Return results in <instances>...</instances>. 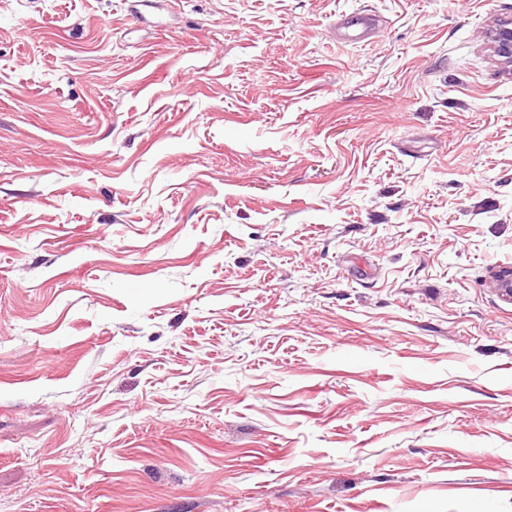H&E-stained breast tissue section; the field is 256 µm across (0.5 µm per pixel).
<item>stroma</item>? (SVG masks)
<instances>
[{
    "mask_svg": "<svg viewBox=\"0 0 512 512\" xmlns=\"http://www.w3.org/2000/svg\"><path fill=\"white\" fill-rule=\"evenodd\" d=\"M178 2L0 0V512H512V0ZM336 32L339 34L340 42H351L375 35L372 19L362 12L342 15L336 22ZM487 37L498 59L508 66H512V26L511 23L499 25L490 30Z\"/></svg>",
    "mask_w": 512,
    "mask_h": 512,
    "instance_id": "obj_1",
    "label": "stroma"
}]
</instances>
